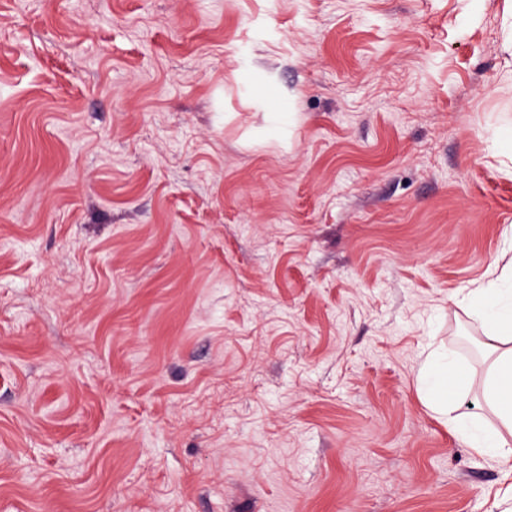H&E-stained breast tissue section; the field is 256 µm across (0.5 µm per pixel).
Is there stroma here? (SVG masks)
<instances>
[{
    "instance_id": "35a3bbf8",
    "label": "stroma",
    "mask_w": 512,
    "mask_h": 512,
    "mask_svg": "<svg viewBox=\"0 0 512 512\" xmlns=\"http://www.w3.org/2000/svg\"><path fill=\"white\" fill-rule=\"evenodd\" d=\"M501 0H0V512H512L423 405L512 250Z\"/></svg>"
}]
</instances>
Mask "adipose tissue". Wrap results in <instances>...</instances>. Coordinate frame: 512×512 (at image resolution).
I'll use <instances>...</instances> for the list:
<instances>
[{
    "label": "adipose tissue",
    "mask_w": 512,
    "mask_h": 512,
    "mask_svg": "<svg viewBox=\"0 0 512 512\" xmlns=\"http://www.w3.org/2000/svg\"><path fill=\"white\" fill-rule=\"evenodd\" d=\"M491 274L488 285L472 289L467 299L493 357L478 411H463L470 371L446 349L428 352L418 384L424 404L442 424L475 454L512 473V260L495 265Z\"/></svg>",
    "instance_id": "1"
}]
</instances>
